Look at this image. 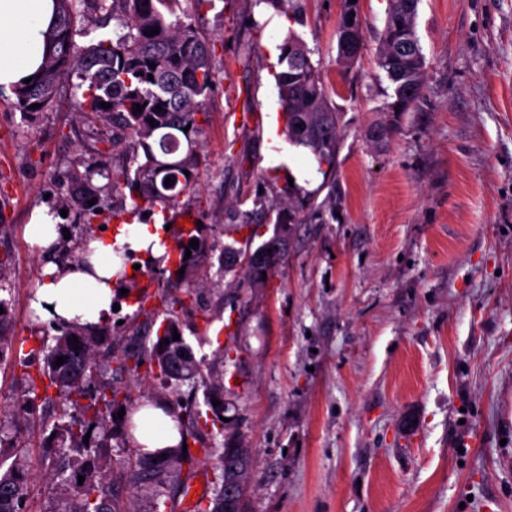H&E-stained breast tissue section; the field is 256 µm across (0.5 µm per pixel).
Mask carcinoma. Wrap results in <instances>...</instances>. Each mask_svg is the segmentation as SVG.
I'll list each match as a JSON object with an SVG mask.
<instances>
[{
	"label": "carcinoma",
	"instance_id": "cac0c4a2",
	"mask_svg": "<svg viewBox=\"0 0 512 512\" xmlns=\"http://www.w3.org/2000/svg\"><path fill=\"white\" fill-rule=\"evenodd\" d=\"M83 0H56V13L48 33L49 50L43 66L30 83L15 92L16 108L23 114L43 112L53 106L60 85L70 82L81 93V110L99 117L110 118L137 137L142 152H133L125 173V184L135 193L134 203L144 206L173 205L180 193L190 187L189 177L198 162L197 115L205 112V102L215 86V71L210 44L183 21L179 15L181 0H91L94 15L84 16L77 9ZM284 13L288 19L304 22L299 0H259ZM419 0H390L376 64L393 84L391 100L385 102L386 112H409L424 90L425 55L416 33ZM362 19L360 3L341 0L336 22L337 58L343 68L354 59L343 50V38L348 32L352 15ZM110 16L120 31L110 35L97 16ZM159 28L150 36L148 31ZM96 33L86 46L77 38ZM276 86L288 139L307 149L319 165L332 169L336 165L339 144L337 113L330 104L328 87L311 51L295 37H288L279 47ZM156 64L150 68V64ZM153 79H148V75ZM109 103L106 109L101 103ZM38 108L33 109L31 105ZM161 109H156V106ZM142 112H137V107ZM157 123L153 127L150 122ZM188 131H183V128ZM171 182H165L166 178ZM75 190L64 199L66 207L91 225L102 209V193L113 189L109 175L101 167L87 164L84 171L70 173ZM95 201L89 205L88 201ZM310 200L303 197L279 210L277 224H299L300 214ZM199 241L185 257L190 240ZM280 240L271 239L256 248L260 256L246 265L251 277L262 280L280 255ZM215 246L194 226L173 247L166 248L161 260L163 272L189 279L199 269ZM14 289L4 277V262L0 260V367L23 368L22 390L17 408L26 413L37 400L58 404L55 415L37 420L26 419V425H37L45 434L44 459L49 461L57 487L55 506L41 512H129L122 489L112 474V441L121 438L117 430L118 411L131 402L126 389L104 376V362L112 360V336L108 326L92 331L77 324L47 343L43 337L29 349L17 345L12 332L11 310ZM157 336L147 360L137 359L133 366L121 360L117 370L136 372L143 363L157 377L180 384L200 376L185 339L173 340L178 328L176 312L165 310ZM78 342H73V338ZM169 343L159 345L163 340ZM184 353L179 373L171 374L169 363L175 353ZM42 357V364L31 368V360ZM64 363L56 364V359ZM220 401L213 406L212 400ZM224 379L206 386L203 401L182 410L171 407L181 429L190 435L201 431L224 434ZM89 436V443L83 442ZM212 455L209 448L183 450L178 445L166 452V457L140 453L130 462L131 481L139 485L158 486L170 468L188 467L193 471L197 454ZM30 450L22 439L21 426L6 424L0 417V512H31L29 466ZM252 467L250 449L228 441L223 443L213 470L215 483L221 485L210 506L197 503L193 512H241L245 483ZM83 484H78V476ZM233 494H224V485Z\"/></svg>",
	"mask_w": 512,
	"mask_h": 512
}]
</instances>
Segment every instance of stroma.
Instances as JSON below:
<instances>
[{"instance_id": "1", "label": "stroma", "mask_w": 512, "mask_h": 512, "mask_svg": "<svg viewBox=\"0 0 512 512\" xmlns=\"http://www.w3.org/2000/svg\"><path fill=\"white\" fill-rule=\"evenodd\" d=\"M303 23L270 29L263 0L182 6L214 45L220 77L200 125L192 210L217 245L194 277L171 279L146 310L114 311L116 357L145 354L154 310L174 309L203 378H224L231 442L251 450L243 512H512V0H420L425 88L408 112L382 105L393 85L375 59L389 0H361V59L342 70L340 0H302ZM297 35L319 63L338 115L333 171L304 149L269 154L282 126L273 70ZM0 95V256L15 288L17 339L52 334L30 306L43 258L24 237L31 211L61 213L70 171L105 168L118 189L96 224L63 215L76 250L108 238L133 208L122 184L133 136L81 112L61 87L23 115ZM258 114L245 125L242 112ZM313 204L282 232L268 209L288 190ZM263 196L265 210L254 209ZM286 237L266 281L226 248ZM223 346L225 359L214 358ZM133 399L174 406L203 386L118 374ZM185 473L139 488L132 512H176Z\"/></svg>"}]
</instances>
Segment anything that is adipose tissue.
<instances>
[{
  "instance_id": "ef3b65f1",
  "label": "adipose tissue",
  "mask_w": 512,
  "mask_h": 512,
  "mask_svg": "<svg viewBox=\"0 0 512 512\" xmlns=\"http://www.w3.org/2000/svg\"><path fill=\"white\" fill-rule=\"evenodd\" d=\"M55 12L54 0H0V93L10 95L25 79L36 76L46 56V34ZM27 243L38 254H53L60 228L49 209L33 212L24 228ZM81 251L85 262L47 265L32 293L31 304L46 322L105 324L112 315L113 299L121 279V256L131 251L160 258L165 247L154 224H123L113 238L86 239ZM133 447L153 453L179 445L182 435L164 404L148 403L131 417Z\"/></svg>"
}]
</instances>
